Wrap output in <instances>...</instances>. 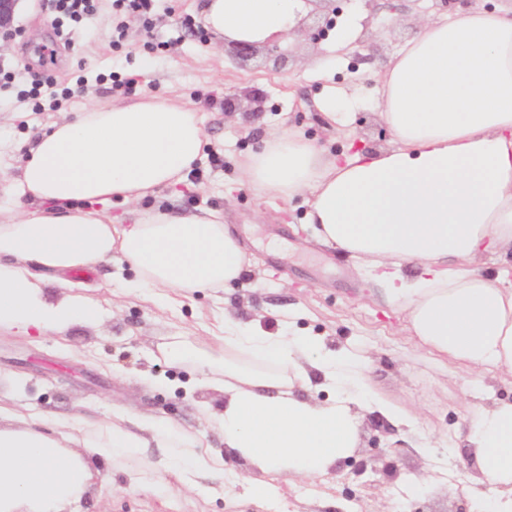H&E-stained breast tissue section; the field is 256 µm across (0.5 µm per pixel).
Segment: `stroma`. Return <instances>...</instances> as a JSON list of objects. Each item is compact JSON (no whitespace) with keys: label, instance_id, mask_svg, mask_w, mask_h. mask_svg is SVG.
<instances>
[{"label":"stroma","instance_id":"1","mask_svg":"<svg viewBox=\"0 0 512 512\" xmlns=\"http://www.w3.org/2000/svg\"><path fill=\"white\" fill-rule=\"evenodd\" d=\"M76 30L75 48L57 43L48 0H20L14 35L0 50V66H19L11 83L0 87V182L16 177L35 139L53 124L75 120L92 106L132 105L170 100L198 112L206 145L196 167L179 190L164 189L136 207H112L115 216L133 220L135 212L173 207L185 215L202 209L222 212L249 260L240 281L218 292L205 291L164 300L136 285L132 268L120 258L87 271V294L104 317L93 329L75 327L39 337L0 332V426L18 415L51 411L96 422L118 415L147 416L171 422L198 436L211 453L224 452V439L197 407L221 408L224 395L196 384L193 366L170 365L159 351L166 337L180 335L213 350L210 332L225 313L259 322L268 332L317 336L330 349H348L368 361L371 390L411 416L410 425L379 426V412L367 413L356 459L366 473L340 465L326 483L282 486L263 504L251 502L243 488L225 493L224 481L243 464L225 462L224 474L198 479L186 487L181 474H169L170 493L151 485L133 489L126 473L111 462L87 458L93 486L79 512H478L480 505L462 490L476 469L468 446L467 405L512 401V385L501 380L469 384L465 367L429 354L406 329L403 312L387 305L368 268L350 256L317 242L306 222L303 199L261 195L244 186L241 165L271 133L301 131L326 154L349 144L368 149L392 147L376 113V81L397 52L431 17L430 0H382L361 47L328 57L307 36L283 42L290 54L277 69L267 51L242 61L232 58L214 33L199 37L182 28L198 19L204 0H158L151 27L131 23L126 39L112 43V0ZM399 21L393 34H381L382 22ZM153 69L143 74L141 62ZM88 84L76 91L78 76ZM52 77L72 88L54 110L37 112L24 96L34 77ZM354 97L350 108L328 120L320 106L330 87ZM256 90L257 112H228L225 95ZM288 309V324L275 312ZM432 447H425V439ZM437 473L425 480L427 469Z\"/></svg>","mask_w":512,"mask_h":512}]
</instances>
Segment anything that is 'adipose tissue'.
Masks as SVG:
<instances>
[{"label":"adipose tissue","instance_id":"adipose-tissue-1","mask_svg":"<svg viewBox=\"0 0 512 512\" xmlns=\"http://www.w3.org/2000/svg\"><path fill=\"white\" fill-rule=\"evenodd\" d=\"M306 0H208L205 27L228 43L283 41ZM376 109L395 143L341 158L301 132L264 139L242 166L255 192L306 198L315 238L377 270L385 300L405 311L429 353L464 363L473 381L512 375V289L477 274L492 253L512 268V8H476L421 25L378 80ZM205 142L197 113L165 101L93 107L42 134L0 205L33 209L0 224V329L28 336L99 325V304L69 280L120 255L150 294L218 291L237 281L245 253L222 214L170 209L133 223L108 210L184 183ZM218 352L172 337V363H194L200 386L224 394L200 411L245 467L234 485L267 499L269 476L294 484L328 474L357 445L367 412L405 422L370 390L358 355L315 336L288 337L225 315ZM333 390L318 399L317 391ZM477 467L463 483L489 512H512V402L468 406ZM92 454L133 482L153 469L224 471L198 439L151 419L126 427L53 414L0 427V512H64L91 489L83 459L67 455L75 431Z\"/></svg>","mask_w":512,"mask_h":512}]
</instances>
